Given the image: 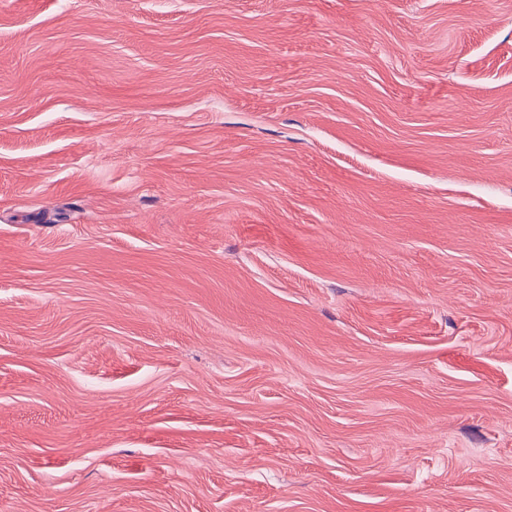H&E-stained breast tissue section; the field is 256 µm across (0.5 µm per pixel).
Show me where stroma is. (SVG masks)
I'll use <instances>...</instances> for the list:
<instances>
[{"label": "stroma", "instance_id": "obj_1", "mask_svg": "<svg viewBox=\"0 0 512 512\" xmlns=\"http://www.w3.org/2000/svg\"><path fill=\"white\" fill-rule=\"evenodd\" d=\"M0 512H512V0H0Z\"/></svg>", "mask_w": 512, "mask_h": 512}]
</instances>
